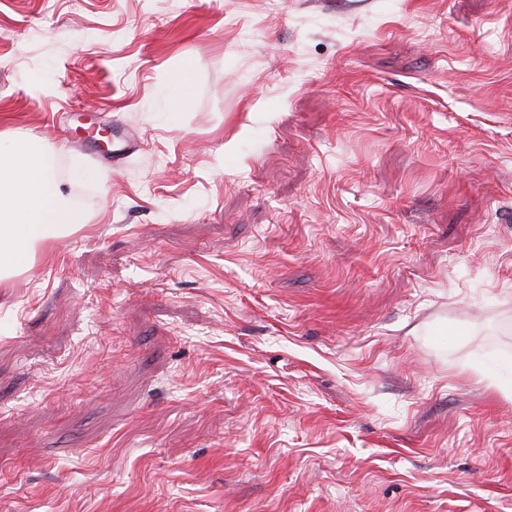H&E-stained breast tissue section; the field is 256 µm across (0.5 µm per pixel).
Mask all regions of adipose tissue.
Segmentation results:
<instances>
[{
  "instance_id": "obj_1",
  "label": "adipose tissue",
  "mask_w": 512,
  "mask_h": 512,
  "mask_svg": "<svg viewBox=\"0 0 512 512\" xmlns=\"http://www.w3.org/2000/svg\"><path fill=\"white\" fill-rule=\"evenodd\" d=\"M85 222L81 210L63 204L39 145L12 140L0 153V282L25 268L38 245Z\"/></svg>"
}]
</instances>
